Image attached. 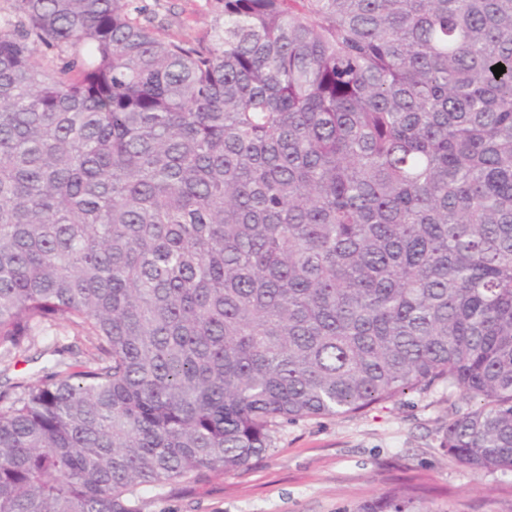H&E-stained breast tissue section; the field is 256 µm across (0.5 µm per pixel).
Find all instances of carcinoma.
Segmentation results:
<instances>
[{"label": "carcinoma", "mask_w": 512, "mask_h": 512, "mask_svg": "<svg viewBox=\"0 0 512 512\" xmlns=\"http://www.w3.org/2000/svg\"><path fill=\"white\" fill-rule=\"evenodd\" d=\"M211 8L195 41L138 0L0 28V364L89 342L0 370V512H143L439 384L475 403L442 447L511 470L512 0ZM45 335L62 336L61 345L69 346V352L65 353V357L74 362L75 360L81 361L85 359V352L88 348V342L82 334L78 333L72 327L63 326L56 329L47 331ZM84 352V353H83ZM42 346L43 344L39 343L35 348L31 349L29 352L17 357L16 359L18 361L16 364V359H14L10 375H33L37 373L42 375L43 373L41 372V370H43L44 367L50 368L52 365V357L48 355H45L44 357H42L41 359L39 358L38 360L25 362L27 356H38V354H36V349L39 350Z\"/></svg>", "instance_id": "1"}]
</instances>
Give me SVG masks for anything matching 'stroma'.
Masks as SVG:
<instances>
[{"mask_svg":"<svg viewBox=\"0 0 512 512\" xmlns=\"http://www.w3.org/2000/svg\"><path fill=\"white\" fill-rule=\"evenodd\" d=\"M140 4L151 26L182 39L213 24L209 0ZM466 407L436 386L354 414L284 423L263 460L204 489H149L144 512H357L410 477L435 489L423 512H512V470L478 472L442 447L443 424Z\"/></svg>","mask_w":512,"mask_h":512,"instance_id":"1","label":"stroma"}]
</instances>
